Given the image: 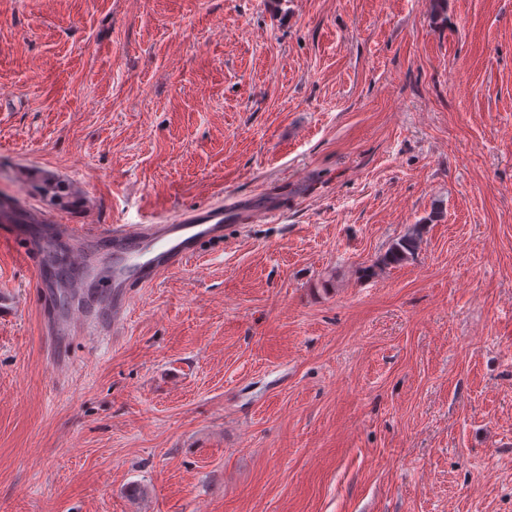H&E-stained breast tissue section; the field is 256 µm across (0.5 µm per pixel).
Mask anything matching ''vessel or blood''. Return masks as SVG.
Instances as JSON below:
<instances>
[{
  "mask_svg": "<svg viewBox=\"0 0 512 512\" xmlns=\"http://www.w3.org/2000/svg\"><path fill=\"white\" fill-rule=\"evenodd\" d=\"M274 193L261 197L220 196L210 204L180 211L150 224H42L22 254L38 257L39 238L61 245L64 266L82 271L65 282L66 311L49 307L46 318L60 331L87 336H118L132 294L163 275L187 266L210 244H222L230 224H253L279 218Z\"/></svg>",
  "mask_w": 512,
  "mask_h": 512,
  "instance_id": "b4317fda",
  "label": "vessel or blood"
}]
</instances>
